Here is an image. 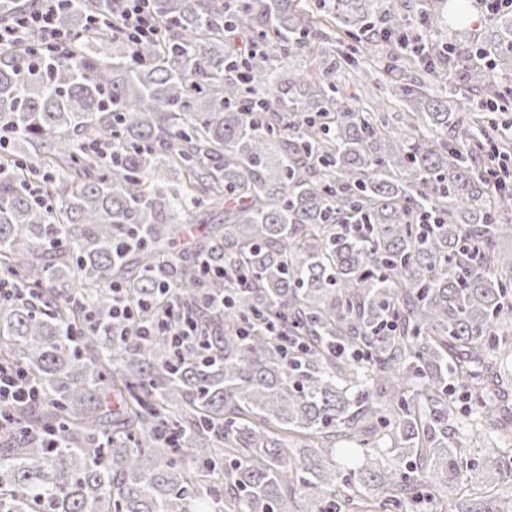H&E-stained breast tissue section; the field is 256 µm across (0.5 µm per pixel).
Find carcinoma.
<instances>
[{
	"instance_id": "cac0c4a2",
	"label": "carcinoma",
	"mask_w": 512,
	"mask_h": 512,
	"mask_svg": "<svg viewBox=\"0 0 512 512\" xmlns=\"http://www.w3.org/2000/svg\"><path fill=\"white\" fill-rule=\"evenodd\" d=\"M152 9L158 42L89 35L121 0H68L70 54L0 51V273L19 293L0 306V363L40 389L4 408L0 512H350L365 495L398 512L458 482L456 394L512 360L508 135L479 117L509 90L470 64L468 114L380 79L410 114L400 133L340 91L315 12L406 51L417 18L448 28L447 0ZM491 18L475 53L502 77L512 11ZM470 48L461 27L414 54ZM310 55L312 72L295 66ZM115 283L141 323L171 300L205 336L177 354L163 334L113 335ZM472 469L509 472L500 453ZM462 503L503 512L493 494Z\"/></svg>"
}]
</instances>
